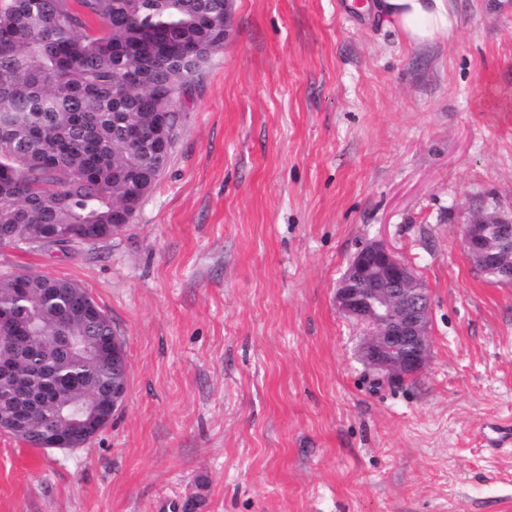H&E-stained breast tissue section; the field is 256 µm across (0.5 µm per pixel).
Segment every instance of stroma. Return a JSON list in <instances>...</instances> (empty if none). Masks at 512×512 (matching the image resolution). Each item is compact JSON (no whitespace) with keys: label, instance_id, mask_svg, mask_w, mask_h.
<instances>
[{"label":"stroma","instance_id":"stroma-1","mask_svg":"<svg viewBox=\"0 0 512 512\" xmlns=\"http://www.w3.org/2000/svg\"><path fill=\"white\" fill-rule=\"evenodd\" d=\"M414 47L350 0H234L180 94L170 160L132 221L0 273L78 283L125 346L91 443L0 430V512H512V286L463 251L512 211V0H453ZM385 239L429 290L431 356L376 384L336 286ZM489 433L486 437L487 448H507L512 446V426L511 423L495 421L487 425Z\"/></svg>","mask_w":512,"mask_h":512}]
</instances>
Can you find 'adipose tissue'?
<instances>
[{
  "label": "adipose tissue",
  "mask_w": 512,
  "mask_h": 512,
  "mask_svg": "<svg viewBox=\"0 0 512 512\" xmlns=\"http://www.w3.org/2000/svg\"><path fill=\"white\" fill-rule=\"evenodd\" d=\"M376 9L388 26L416 47L451 35L457 23L448 0H378Z\"/></svg>",
  "instance_id": "adipose-tissue-1"
}]
</instances>
